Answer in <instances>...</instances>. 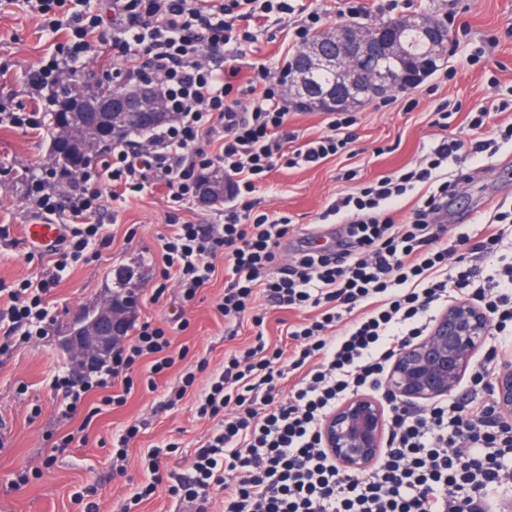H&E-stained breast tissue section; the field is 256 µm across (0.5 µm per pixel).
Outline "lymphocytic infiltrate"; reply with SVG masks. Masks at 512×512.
Instances as JSON below:
<instances>
[{
    "instance_id": "1",
    "label": "lymphocytic infiltrate",
    "mask_w": 512,
    "mask_h": 512,
    "mask_svg": "<svg viewBox=\"0 0 512 512\" xmlns=\"http://www.w3.org/2000/svg\"><path fill=\"white\" fill-rule=\"evenodd\" d=\"M20 2L40 17L52 42L29 76L32 93L51 92L62 70L102 59L133 88H158L168 111L178 115L147 149H109L74 180L66 200L58 198L55 175L30 179L28 200L37 216L68 211L71 254L82 253L96 236L90 218L107 188L135 198L161 181L177 208L196 199L202 171L219 165L231 201L223 221L205 228L171 221L163 276H177L184 298L194 299L214 272L209 256L220 251L231 266L219 305L224 317L243 319L260 296L308 313L286 328L284 343L269 344L259 332L225 355L197 402L199 417L213 427L194 453L190 475L164 472L165 449H150L143 465L152 480L136 501L163 489L195 504L197 512H205L216 491L224 494L223 512H512V422L491 403L473 405L465 415L444 399L421 410L388 400L381 458L358 476L328 456L320 433L324 417L349 394L381 388L398 349L425 335L434 312L450 300L480 301L495 335L512 340V264L479 288L471 262L472 255L494 250L512 210H496L478 241L450 236L440 218L456 182L467 175L451 182L438 173L465 154L494 157L512 141V122L494 120L507 103L468 112L469 136L442 137L426 162L337 197L321 218L345 225V238L331 248L302 247L285 264L290 217L254 213L250 197L275 166L315 167L349 148L356 115L333 113L329 134L288 149L282 75L255 70L260 92L244 107L223 61L208 64L202 56L252 44L253 23L296 14L293 0H112L108 11L100 0ZM421 184L426 193L404 223H395L389 204ZM49 288L45 281L8 289L1 338L44 335ZM149 356L154 362L144 384L151 389L156 375L187 354L173 349L164 327L135 324L130 342L113 348L94 384L56 376L61 418H69L93 387L104 392L101 405H124L135 367Z\"/></svg>"
}]
</instances>
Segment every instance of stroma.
Returning <instances> with one entry per match:
<instances>
[{
  "label": "stroma",
  "instance_id": "1",
  "mask_svg": "<svg viewBox=\"0 0 512 512\" xmlns=\"http://www.w3.org/2000/svg\"><path fill=\"white\" fill-rule=\"evenodd\" d=\"M408 15L437 19L455 17L466 24L463 44L452 46L444 63L413 89L398 93L386 107L376 100L358 106L352 131L356 141L351 152L330 158L317 167H276L268 181L255 192V209L291 217V232L285 258H292L299 239L310 236L327 244L340 238L345 227L320 221L319 215L336 197L353 192L356 185L396 172L425 160L432 145L443 133L465 131V117L473 107L488 101L491 80L512 85V0H413L399 4L389 16L374 14L367 25L397 20ZM293 19L270 20L259 28L257 41L247 46L242 67L236 76L240 87L250 81L249 65L263 62L281 66L300 47L289 30ZM486 49L485 61H466L470 49ZM47 43L40 19L12 5L0 6V62L12 69L0 77V98L28 102V74L45 55ZM445 101L456 103L457 114L447 128L435 124V109ZM50 133L31 134L0 129V226L9 228L0 236V287H17L24 281H50L45 296L51 320L47 334L0 353V429L8 443L0 450V512H83L75 492L95 489L98 512H123L138 487L150 481L141 467L148 449L178 442L176 452L164 460L165 470L189 473L194 451L210 430L209 421L198 418V392L205 388L211 373L222 368L226 352L248 342L263 331L270 342H278L286 324L298 322L300 313L284 312L257 300L254 311L263 316L262 327L252 321L240 323L224 318L218 305L224 296L223 254L211 257L215 272L195 300L187 301L176 277L165 278L162 269V239L169 232L171 213L165 194L146 192L125 201L105 197L94 221L100 229L79 261L65 269L56 268L52 256L25 247L23 227L34 214L29 206L26 185L32 175L49 167ZM385 154H377V147ZM466 183L455 192L456 203L472 215L461 223L445 216L449 233H463L479 239L489 218L490 204H512V145L504 146L491 159L467 158ZM355 180L344 178L345 171ZM131 270L141 287L137 294L136 321L152 320L165 326L175 348L185 349L186 359L157 377L156 389L135 385L122 407L101 408L89 416L90 407L99 406L101 389H91L85 407L70 419L57 417L59 396L53 389L56 375L69 373L73 365L63 342L69 336L79 311L95 307L118 286L116 269ZM196 373L195 388L177 405H168L171 390L181 383L185 370ZM142 422L138 436L128 445L127 458L117 462L112 442L131 422ZM74 434L70 448L57 455L52 466L44 459L56 442ZM29 481L16 486L20 474Z\"/></svg>",
  "mask_w": 512,
  "mask_h": 512
}]
</instances>
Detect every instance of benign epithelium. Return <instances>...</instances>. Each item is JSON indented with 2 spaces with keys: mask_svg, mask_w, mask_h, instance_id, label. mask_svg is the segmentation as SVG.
Returning a JSON list of instances; mask_svg holds the SVG:
<instances>
[{
  "mask_svg": "<svg viewBox=\"0 0 512 512\" xmlns=\"http://www.w3.org/2000/svg\"><path fill=\"white\" fill-rule=\"evenodd\" d=\"M414 31L426 50L407 69L381 71L371 65L360 68V57L383 60L399 66L408 59V32ZM448 27L435 18L411 16L383 29L370 44L360 27L340 25L318 33L300 52L302 64L288 77L285 94L300 98L307 94L310 76L319 70L336 74V84L319 95L318 104L329 109L373 97L403 80L415 85L433 71L435 61L449 53ZM96 112L112 136L125 134V116L140 113V119L155 124L170 123L175 114L167 111L162 97L142 90L101 102ZM132 304L120 305L107 297L96 314L86 320L68 341L71 359L79 369H89L123 340ZM489 318L484 309L469 299L448 304L435 319L429 333L402 347L386 377L388 393L400 401L419 406L452 396L475 366L478 352L490 338ZM498 409L512 414V354H499V365L491 378ZM386 434L385 406L373 394L356 392L340 402L323 420L322 445L327 454L347 473L359 475L374 465Z\"/></svg>",
  "mask_w": 512,
  "mask_h": 512,
  "instance_id": "7a95c632",
  "label": "benign epithelium"
}]
</instances>
